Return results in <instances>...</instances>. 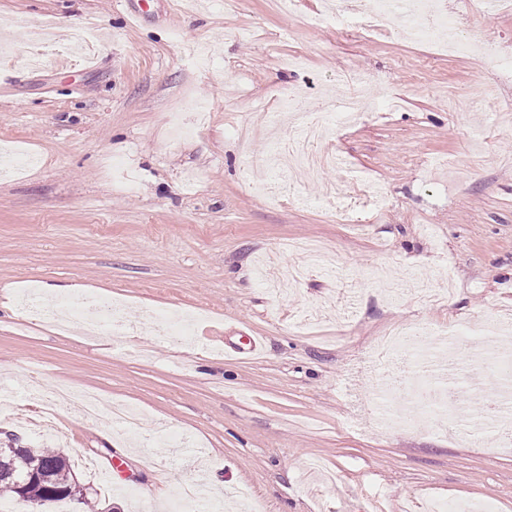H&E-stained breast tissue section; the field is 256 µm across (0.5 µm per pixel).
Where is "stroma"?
Here are the masks:
<instances>
[{"instance_id":"obj_1","label":"stroma","mask_w":512,"mask_h":512,"mask_svg":"<svg viewBox=\"0 0 512 512\" xmlns=\"http://www.w3.org/2000/svg\"><path fill=\"white\" fill-rule=\"evenodd\" d=\"M435 2L461 36L512 52V11ZM324 6L0 0V26L22 33L0 57V149L35 157L0 179V385L35 373L143 413L122 432L69 409L58 420L74 479L105 512H174L195 481L233 512H423L442 498L512 512V452L487 458L425 414L385 428L367 378L351 417L343 386L395 324L473 331L512 313V77L479 55L363 37L350 16L319 20ZM38 22L63 43L95 28L89 65L32 66ZM351 73L368 78L371 110L322 142L340 167L292 183L251 166L235 127L261 124L252 150L269 153L291 133L276 118L284 97L303 91L319 112ZM198 106L205 125L175 136ZM336 182L375 184L385 205L349 200L363 225L337 223L322 194ZM447 277L451 302L418 301ZM33 287L120 297L129 333L27 324L17 298ZM149 308L190 318L192 342L143 329ZM245 333L264 338L261 355L225 352ZM160 425L184 446L152 447Z\"/></svg>"}]
</instances>
